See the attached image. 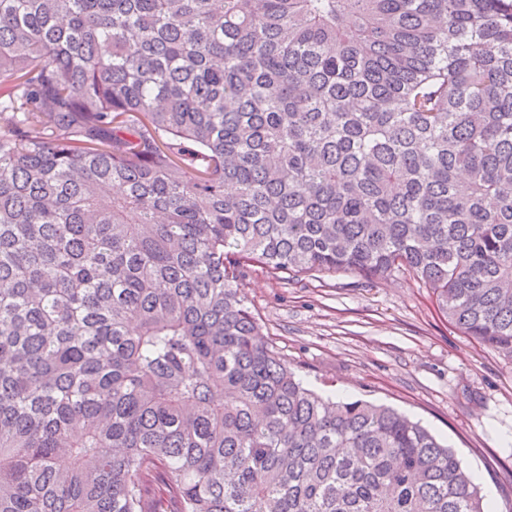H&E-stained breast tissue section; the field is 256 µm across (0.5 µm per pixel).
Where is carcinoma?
<instances>
[{
    "label": "carcinoma",
    "instance_id": "1",
    "mask_svg": "<svg viewBox=\"0 0 512 512\" xmlns=\"http://www.w3.org/2000/svg\"><path fill=\"white\" fill-rule=\"evenodd\" d=\"M253 264L512 358V0H0V512H489L297 378Z\"/></svg>",
    "mask_w": 512,
    "mask_h": 512
}]
</instances>
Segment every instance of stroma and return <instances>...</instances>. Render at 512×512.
I'll use <instances>...</instances> for the list:
<instances>
[{
    "mask_svg": "<svg viewBox=\"0 0 512 512\" xmlns=\"http://www.w3.org/2000/svg\"><path fill=\"white\" fill-rule=\"evenodd\" d=\"M264 334L305 385L420 420L455 449L492 512H512V358L464 336L429 288L396 272L241 280Z\"/></svg>",
    "mask_w": 512,
    "mask_h": 512,
    "instance_id": "35a3bbf8",
    "label": "stroma"
}]
</instances>
